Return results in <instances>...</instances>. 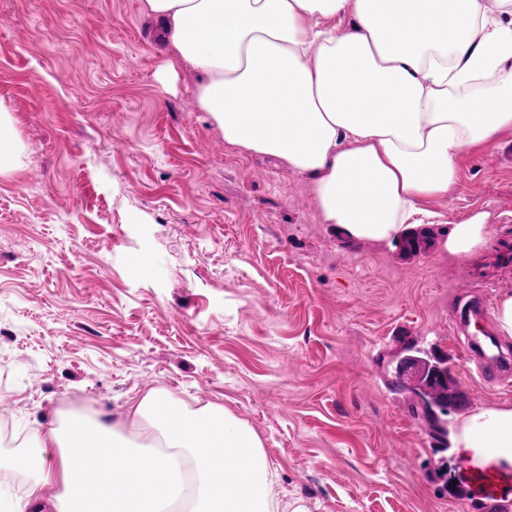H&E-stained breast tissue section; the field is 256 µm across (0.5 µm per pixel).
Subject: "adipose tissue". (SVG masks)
Here are the masks:
<instances>
[{"instance_id": "obj_1", "label": "adipose tissue", "mask_w": 512, "mask_h": 512, "mask_svg": "<svg viewBox=\"0 0 512 512\" xmlns=\"http://www.w3.org/2000/svg\"><path fill=\"white\" fill-rule=\"evenodd\" d=\"M171 22L175 59L226 143L307 175L323 223L392 243L418 203L447 194L460 159L512 131V0H142ZM352 15L349 30L336 17ZM492 229L454 225L469 258ZM127 442L109 414L37 433L33 472L9 512H275L259 436L223 407L191 410L166 390L129 408ZM458 455L512 485V405L481 408L454 433Z\"/></svg>"}]
</instances>
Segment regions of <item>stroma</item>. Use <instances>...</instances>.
<instances>
[{"mask_svg":"<svg viewBox=\"0 0 512 512\" xmlns=\"http://www.w3.org/2000/svg\"><path fill=\"white\" fill-rule=\"evenodd\" d=\"M165 24L141 0H0V109L20 137L0 174V456L70 412L121 417L153 388L223 406L262 439L279 512H512V487L457 494L423 420L385 385L411 340L469 394L449 426L508 403L454 322L461 281L512 293V132L466 155L417 256L322 223L306 176L228 145ZM494 239L460 259L453 225ZM492 235L487 215L476 213L462 224L453 225L445 242V249L459 257L469 258L484 250Z\"/></svg>","mask_w":512,"mask_h":512,"instance_id":"35a3bbf8","label":"stroma"}]
</instances>
